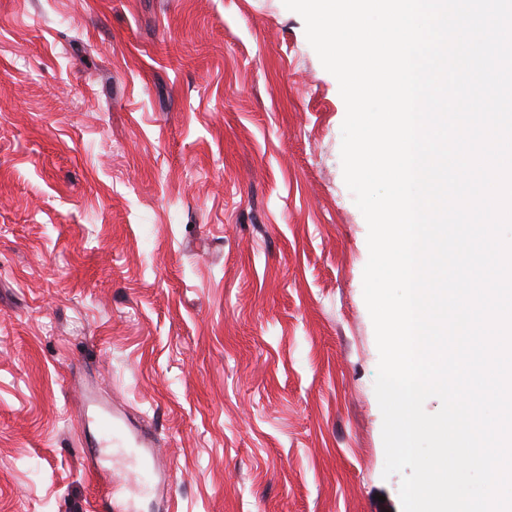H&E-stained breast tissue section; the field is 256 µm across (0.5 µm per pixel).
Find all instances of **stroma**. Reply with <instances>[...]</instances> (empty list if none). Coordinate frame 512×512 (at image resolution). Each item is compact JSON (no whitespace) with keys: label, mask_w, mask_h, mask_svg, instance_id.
<instances>
[{"label":"stroma","mask_w":512,"mask_h":512,"mask_svg":"<svg viewBox=\"0 0 512 512\" xmlns=\"http://www.w3.org/2000/svg\"><path fill=\"white\" fill-rule=\"evenodd\" d=\"M345 115L283 0H0V512H402Z\"/></svg>","instance_id":"35a3bbf8"}]
</instances>
